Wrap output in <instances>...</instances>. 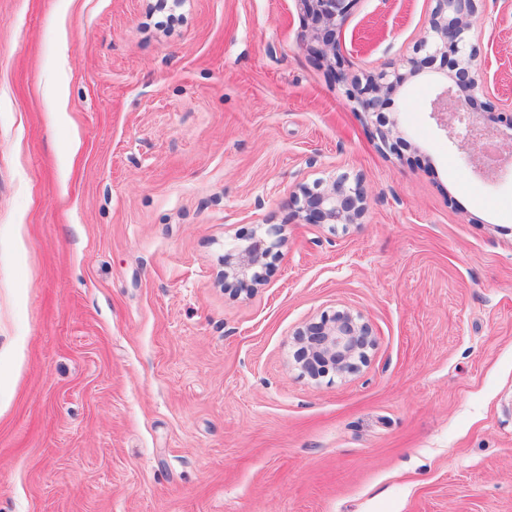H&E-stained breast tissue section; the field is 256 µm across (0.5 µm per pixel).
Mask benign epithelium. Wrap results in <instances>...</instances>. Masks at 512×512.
Returning <instances> with one entry per match:
<instances>
[{"label": "benign epithelium", "instance_id": "1", "mask_svg": "<svg viewBox=\"0 0 512 512\" xmlns=\"http://www.w3.org/2000/svg\"><path fill=\"white\" fill-rule=\"evenodd\" d=\"M302 5L307 42L311 53L329 62L339 83L347 82L344 70L330 63L338 55V33L355 0H299ZM479 0H436L430 18V34L418 46V55L405 61L403 68L370 75L365 82L351 83L350 101L367 114H379L384 97L408 78L431 67L436 61L449 63V85L443 87L431 103V116L474 163L483 164L488 139L499 132L485 126L474 110L475 94L483 90L487 77L477 62V49L467 47L471 18ZM301 211L309 224H355L366 210L367 196L361 184L346 185L340 179L331 185L310 190L299 187ZM273 245L266 239L251 236L238 243L224 256V266L231 271L232 283L239 290L252 291L257 275L252 270L270 255ZM300 346L298 362L303 373L317 379L329 373L342 374L365 362L372 346L369 326L361 316L348 311L325 314L318 322H309L295 333Z\"/></svg>", "mask_w": 512, "mask_h": 512}]
</instances>
